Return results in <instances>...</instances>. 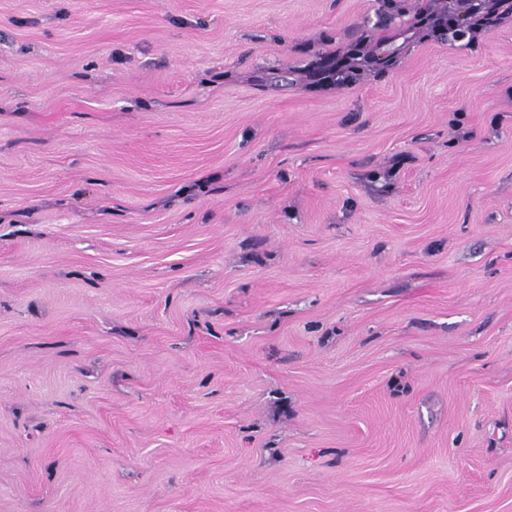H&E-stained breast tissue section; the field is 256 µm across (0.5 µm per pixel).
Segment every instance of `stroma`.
Returning a JSON list of instances; mask_svg holds the SVG:
<instances>
[{"mask_svg": "<svg viewBox=\"0 0 512 512\" xmlns=\"http://www.w3.org/2000/svg\"><path fill=\"white\" fill-rule=\"evenodd\" d=\"M428 2L0 0V512H512V16ZM512 14L511 0H456L455 13L448 17L447 5L439 12L436 21L440 29H448V34L458 30L455 21L461 19L466 25L463 29L467 33L479 31L488 32L505 14ZM348 57V54L346 55ZM344 55L340 56L338 50L326 53L319 57V60L309 66L307 77L316 79L314 83H321L328 80H333L336 77V83H350L352 80L351 74H360L361 66L353 69L343 68V61L346 58ZM351 73V74H349Z\"/></svg>", "mask_w": 512, "mask_h": 512, "instance_id": "35a3bbf8", "label": "stroma"}]
</instances>
